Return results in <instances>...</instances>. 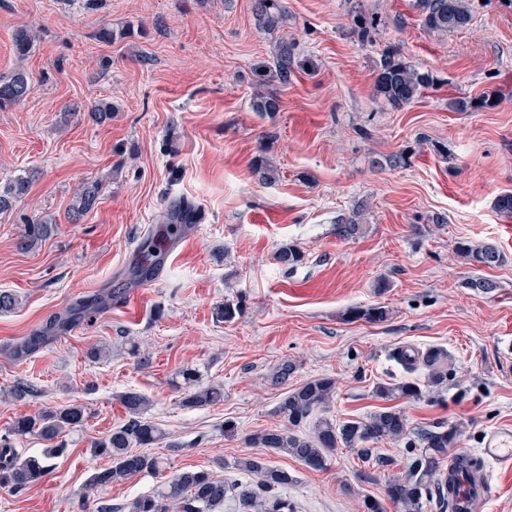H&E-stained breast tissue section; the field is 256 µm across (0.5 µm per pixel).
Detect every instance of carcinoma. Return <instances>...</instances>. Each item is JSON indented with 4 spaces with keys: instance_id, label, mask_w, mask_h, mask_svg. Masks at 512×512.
I'll return each instance as SVG.
<instances>
[{
    "instance_id": "cac0c4a2",
    "label": "carcinoma",
    "mask_w": 512,
    "mask_h": 512,
    "mask_svg": "<svg viewBox=\"0 0 512 512\" xmlns=\"http://www.w3.org/2000/svg\"><path fill=\"white\" fill-rule=\"evenodd\" d=\"M421 24L429 31L446 32L469 25L472 12L470 0H419ZM258 22L268 30L284 26L288 21V10L283 0H256ZM377 25L373 15L358 13L353 18V33L361 42L370 39ZM34 45V38L25 29H19L13 37V49L17 56L26 57ZM274 72L284 85L288 84L298 67L295 45L282 41L274 57ZM434 78L427 71L419 69L401 54L392 49L381 52L377 65L376 89L390 106L398 109L418 101L425 90L432 87ZM33 91L32 80L24 70L0 76V109L14 107L27 99ZM255 112H277L279 98L261 89L252 99ZM112 102L100 100L92 105L89 118L97 125L112 121ZM28 181L18 178L0 186V213L13 210L16 202L27 192ZM101 184L97 181L84 183L73 197L70 207L72 218L77 220L90 211L97 203ZM361 210H354L338 220L339 235L349 238L359 234ZM197 220L195 205L180 199L170 204L166 213V233L169 239H179ZM50 222L30 223L18 240V247L30 250L49 233ZM164 242L152 236L147 237L140 248V258L132 269L128 285L140 284L153 278L163 261ZM457 254L466 263L479 268H492L502 263L501 253L492 245L458 243ZM276 259L284 266L293 268L304 259L302 252L294 245L282 246ZM114 294L106 299H79L72 303L69 312L85 319L100 313L112 301ZM243 314L239 302L227 301L219 309L218 316L231 323ZM351 320L365 319L371 323L381 322L387 316L383 307L366 310L357 308L348 311ZM57 319L52 318L17 347L16 354L27 355L44 345L57 330ZM448 355L440 348L430 349L421 356L422 364L428 368L427 388L413 381L399 383H378L373 394L382 401L396 399L420 400L448 380L450 368ZM336 393V381L330 376H320L287 391L276 407L282 419L280 427L265 429L247 438L253 448H263L272 453L292 456L314 470H327L331 466L333 452L338 448L358 449L368 453V444L383 441L406 440V447L419 449L418 457L411 463L407 474L392 479L386 488L387 500L401 509V512H422L427 504H436L442 512L448 510V498L442 481V463L448 457V449L455 446L460 430L456 426L439 425L433 429L414 433L408 429L405 415L393 406L381 407L362 420H348L336 424L328 418L315 421L308 435L296 433V429L307 424L313 413L327 406ZM224 398L219 386L198 387L184 399L187 407H203L217 404ZM127 419L125 423L112 428L101 439L92 442L93 453L110 459V465L96 472L91 486L101 487L125 480L136 474L166 471L165 462L145 449L153 447L163 437L156 424L144 417L149 401L137 391H127L120 396ZM85 408L70 404L56 409L40 411L34 415L17 417L8 433L0 437V488L14 492L23 491L45 477L54 466L53 460L64 451L59 441L67 431L83 426ZM36 436L47 442L49 447L38 455L24 458L14 448V438ZM236 467L257 478L256 485L238 492L243 508H254L256 512H292L288 498L279 490L294 481L286 470L268 466L263 458L247 456L237 460ZM230 488L224 479L208 470H187L173 474L164 482L163 489L155 495H144L128 504V512H215L231 499Z\"/></svg>"
}]
</instances>
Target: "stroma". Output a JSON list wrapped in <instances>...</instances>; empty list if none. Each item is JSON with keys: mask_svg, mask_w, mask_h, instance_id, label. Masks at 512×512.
Masks as SVG:
<instances>
[{"mask_svg": "<svg viewBox=\"0 0 512 512\" xmlns=\"http://www.w3.org/2000/svg\"><path fill=\"white\" fill-rule=\"evenodd\" d=\"M415 2L285 0L288 22L270 31L254 0H0V75L23 69L34 84L24 104L0 110V183L29 180L16 207L0 214V291L18 297L0 312V434L47 407L87 412L46 477L19 493L0 489V512H118L160 491L164 476L148 473L88 488L105 464L90 443L125 421L119 397L129 390L149 399L147 415L164 434L154 455L231 483H253L235 463L253 453L248 435L279 425L286 388L335 378L323 414L346 421L381 407L375 383H426V369L410 372L394 359L401 346L439 347L452 359L434 396L395 401L411 431L458 426L456 450L472 455L481 436L512 426V379L497 374L512 363V220L494 208L512 193V0H471L470 24L444 34L423 28ZM358 11L377 18L371 43L351 33ZM104 27L112 42L99 40ZM20 29L36 36L23 59L13 49ZM284 40L296 44L301 65L288 85L273 86L279 111L254 112L258 68L272 66ZM388 47L433 73L421 102L394 109L377 94L375 63ZM489 90L492 107L448 108L449 99ZM100 99L117 107L104 126L87 115ZM68 108L78 116L64 126ZM402 151L409 166L386 165ZM261 155L279 170L273 183L253 173ZM90 181L102 182L100 197L71 221L74 192ZM180 198L197 205V222L154 279L128 289L131 309L112 305L13 358L49 317L122 282L137 244L164 236L166 209ZM356 208L360 234L339 236L337 219ZM31 220L55 228L19 250ZM461 241L498 247L502 263L464 264ZM288 244L304 254L292 270L275 259ZM381 278L389 286L380 292ZM475 278L494 282L493 291L470 288ZM237 298L245 314L218 320L224 300ZM373 305L387 310L385 321L346 317ZM97 345L109 356L89 360ZM286 361L294 373L274 384ZM187 367L201 384L222 387L223 402L182 406ZM20 382L36 390L21 402L10 395ZM374 453L388 466L350 448L336 449L325 471L283 454L267 461L293 475L283 494L294 512H364L411 463L400 442Z\"/></svg>", "mask_w": 512, "mask_h": 512, "instance_id": "35a3bbf8", "label": "stroma"}]
</instances>
